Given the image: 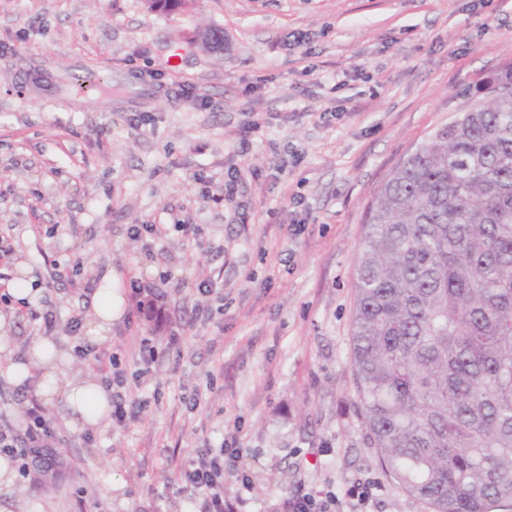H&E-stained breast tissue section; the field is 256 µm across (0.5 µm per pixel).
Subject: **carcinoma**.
Wrapping results in <instances>:
<instances>
[{
    "label": "carcinoma",
    "mask_w": 512,
    "mask_h": 512,
    "mask_svg": "<svg viewBox=\"0 0 512 512\" xmlns=\"http://www.w3.org/2000/svg\"><path fill=\"white\" fill-rule=\"evenodd\" d=\"M512 68L368 206L351 364L383 475L429 512L512 504Z\"/></svg>",
    "instance_id": "cac0c4a2"
}]
</instances>
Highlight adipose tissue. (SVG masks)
<instances>
[{
    "label": "adipose tissue",
    "mask_w": 512,
    "mask_h": 512,
    "mask_svg": "<svg viewBox=\"0 0 512 512\" xmlns=\"http://www.w3.org/2000/svg\"><path fill=\"white\" fill-rule=\"evenodd\" d=\"M56 348L53 340L43 338L35 341L26 362L17 364V371H26L28 366H36L40 371L37 386L39 394L45 399L63 395L72 414L75 425H93L99 422L96 407L105 405L107 395L95 382L89 380H63L55 363Z\"/></svg>",
    "instance_id": "ef3b65f1"
}]
</instances>
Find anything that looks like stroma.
I'll return each mask as SVG.
<instances>
[{"label":"stroma","mask_w":512,"mask_h":512,"mask_svg":"<svg viewBox=\"0 0 512 512\" xmlns=\"http://www.w3.org/2000/svg\"><path fill=\"white\" fill-rule=\"evenodd\" d=\"M206 26L223 29V53L196 43ZM511 68L512 0H195L170 14L145 0H0V238L11 280L39 290L0 303V360L47 336L70 366L91 343L138 372L124 391L141 405L83 431L63 401L45 405L53 487L18 478L0 512H195L184 469L234 442L224 492L249 512L327 490L355 512L345 493L368 482L366 512H426L381 476L360 416L354 261L389 172ZM89 71L110 94L68 92L66 75ZM135 224L161 235L144 243ZM72 265L75 282L54 281ZM164 271L159 328L129 282ZM106 277L118 312L95 339ZM208 277L216 292L199 294ZM49 306L48 331L32 314ZM36 395L35 378L0 374V421L24 428Z\"/></svg>","instance_id":"obj_1"}]
</instances>
